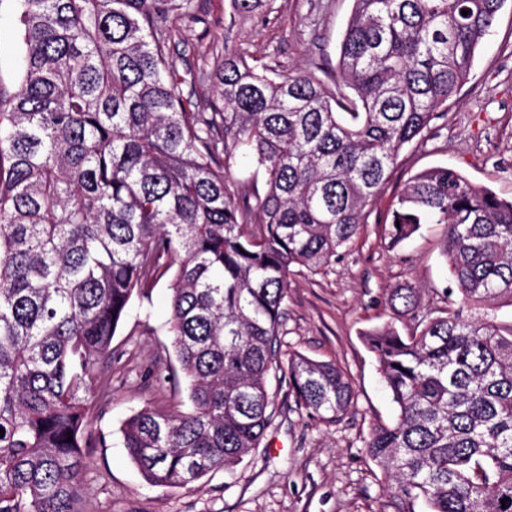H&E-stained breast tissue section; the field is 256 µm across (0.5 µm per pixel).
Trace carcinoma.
<instances>
[{
	"label": "carcinoma",
	"instance_id": "obj_1",
	"mask_svg": "<svg viewBox=\"0 0 512 512\" xmlns=\"http://www.w3.org/2000/svg\"><path fill=\"white\" fill-rule=\"evenodd\" d=\"M15 2L21 81L0 88V512H80L87 449L105 446L90 380L132 297L169 271L192 408L141 409L123 446L155 487L231 477L273 421L291 267L320 272L362 234L504 0H353L331 83L230 53L207 108L171 70L170 0ZM238 151L264 171V195L229 193ZM423 224L445 228L448 310L406 336L365 334L397 407L367 451L396 512H512V324L494 317L512 306V199L427 169L396 199L390 237ZM416 300L409 282L389 296L403 313ZM287 369L309 416L348 413L337 364L294 353Z\"/></svg>",
	"mask_w": 512,
	"mask_h": 512
}]
</instances>
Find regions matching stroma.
Masks as SVG:
<instances>
[{"mask_svg":"<svg viewBox=\"0 0 512 512\" xmlns=\"http://www.w3.org/2000/svg\"><path fill=\"white\" fill-rule=\"evenodd\" d=\"M351 8L352 0H263L240 14L231 0H191L190 9L169 16L170 57L183 91L202 107L216 99V74L228 53L284 73L303 69L328 82ZM19 59L15 2L0 0V86L16 88ZM438 166L512 198V0H505L446 115L401 153L361 237L326 271L296 266L288 275L282 349L343 368L354 388L348 414L333 424L309 418L296 406L287 373H271L273 423L234 478L218 472L191 490L148 484L122 445L123 422L147 406L191 407L184 384L173 380L179 365L168 325L170 280L162 278L147 296L133 297L112 340V359L101 369L109 391L90 398L92 428L107 445L88 451L83 512H394L367 442L376 425L394 420L396 409L363 335L390 322L405 334L418 318L448 307L442 226L422 225L397 244L388 236L395 197L412 175ZM264 181L248 156L235 155L226 181L232 196L263 193ZM407 282L418 289V308L399 317L388 297Z\"/></svg>","mask_w":512,"mask_h":512,"instance_id":"1","label":"stroma"}]
</instances>
